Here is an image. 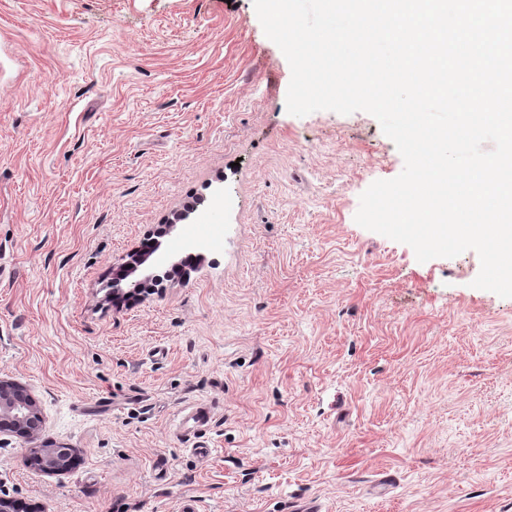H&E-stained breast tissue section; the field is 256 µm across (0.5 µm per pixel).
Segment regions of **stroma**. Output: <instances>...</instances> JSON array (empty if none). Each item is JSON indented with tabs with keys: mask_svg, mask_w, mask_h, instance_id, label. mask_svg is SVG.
<instances>
[{
	"mask_svg": "<svg viewBox=\"0 0 512 512\" xmlns=\"http://www.w3.org/2000/svg\"><path fill=\"white\" fill-rule=\"evenodd\" d=\"M290 79L253 0H0V379L45 419L0 432V497L512 512V298L473 287L476 251L421 263L358 225L403 158L369 113L289 114ZM160 228L144 271L171 278L116 307ZM73 450H63L60 448H50L44 446L43 448H29L25 456L27 461H32L33 457H37L40 470L47 475L58 476L66 473L67 465L62 460L61 454L69 456Z\"/></svg>",
	"mask_w": 512,
	"mask_h": 512,
	"instance_id": "1",
	"label": "stroma"
}]
</instances>
